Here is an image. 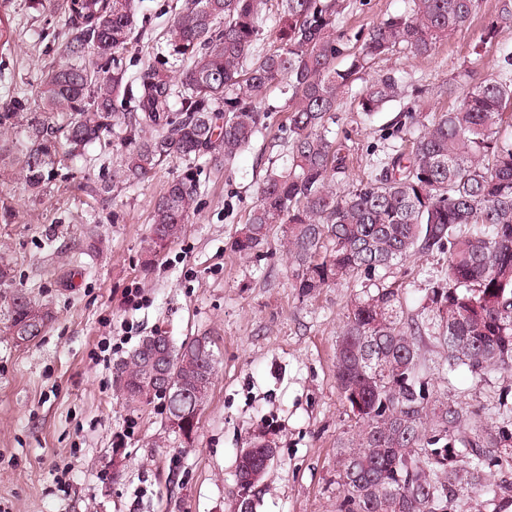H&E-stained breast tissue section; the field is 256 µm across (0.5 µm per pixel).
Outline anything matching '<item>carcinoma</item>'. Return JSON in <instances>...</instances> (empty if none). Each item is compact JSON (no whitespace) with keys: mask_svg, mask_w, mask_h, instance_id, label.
Segmentation results:
<instances>
[{"mask_svg":"<svg viewBox=\"0 0 512 512\" xmlns=\"http://www.w3.org/2000/svg\"><path fill=\"white\" fill-rule=\"evenodd\" d=\"M68 25L63 61L41 70L42 112L23 120L22 90L0 107V170L37 196L54 176L59 152L84 154L97 143L121 147L120 177L145 181L172 160L188 163L155 203L146 252L153 256L184 231L195 213L196 168L203 158L231 164L266 128L268 95L286 96L288 164L265 171L261 196L236 229L233 247L259 256L278 236L292 287L311 296L363 277L336 340V383L353 428L340 448L337 512H457L474 490L512 497V482L493 483L487 470H512V401L503 396L481 422L467 403L435 396L432 385L465 367L476 376L512 371V136L503 134L512 108V53L498 73L464 89L452 109L437 113L411 138L409 153H388L367 180L336 190L347 155L331 125L351 96L365 116L404 93L401 77L379 73L355 91L359 75L396 53L431 55L471 18L476 0H410L407 12L370 27L348 65L340 16L351 0H183L167 33L169 53L187 62L173 72L147 62L129 82L117 57L137 38L133 0H46ZM277 48L255 50L268 24ZM0 17V47L15 45ZM124 102V108L117 107ZM448 253L444 276L428 283L422 313L376 279L416 252ZM0 333L15 336L39 302L26 289L4 297ZM437 349L441 363L427 364ZM120 396L142 403L136 364L122 362ZM214 345L195 336L171 346V387L154 396L167 416L199 417L189 390L199 372L215 373Z\"/></svg>","mask_w":512,"mask_h":512,"instance_id":"cac0c4a2","label":"carcinoma"}]
</instances>
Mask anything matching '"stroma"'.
<instances>
[{"mask_svg": "<svg viewBox=\"0 0 512 512\" xmlns=\"http://www.w3.org/2000/svg\"><path fill=\"white\" fill-rule=\"evenodd\" d=\"M338 28L346 46L408 0H351ZM176 0H134L135 25L146 40L118 57L135 76L149 56L163 58L161 39ZM500 0H477L470 22L428 57L400 53L378 61L409 91L364 118L353 100L338 110L339 135L349 151L340 188L356 186L376 160L401 146L393 124L445 112L464 70L497 74L512 50V26L481 43ZM0 15L18 25V47L0 48V102L28 93L37 112L45 65L63 58L65 18L39 0H0ZM268 126L250 149L224 167L197 163V210L183 235L143 265L156 200L186 168L175 160L133 187L118 178L119 149L94 145L85 156L62 158L55 177L34 197L21 181L0 178V252L13 263L11 287L50 303L56 318L34 341L19 346L0 335V512H230L235 466L253 434L266 435L276 457L256 494V512H336L338 441L351 424L336 384V338L354 294L345 285L299 297L277 242L260 257L239 256L234 233L257 203L269 159L288 157V114L280 93ZM448 256L417 253L383 271L419 309L428 279L444 274ZM139 289L137 305L124 302ZM162 331L173 344L189 336L215 343L216 372L191 442L167 425L163 399L126 405L115 387L117 364L143 339ZM122 342L101 361L105 342ZM512 393V373L483 377L459 369L450 398L479 410ZM121 450L113 467L112 450ZM71 460L68 484L56 469Z\"/></svg>", "mask_w": 512, "mask_h": 512, "instance_id": "35a3bbf8", "label": "stroma"}]
</instances>
